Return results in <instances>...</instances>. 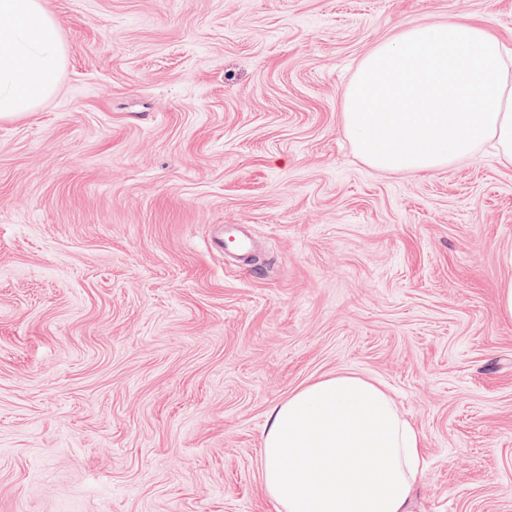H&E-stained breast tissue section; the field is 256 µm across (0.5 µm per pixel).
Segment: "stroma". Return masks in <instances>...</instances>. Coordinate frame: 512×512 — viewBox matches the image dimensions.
<instances>
[{"mask_svg": "<svg viewBox=\"0 0 512 512\" xmlns=\"http://www.w3.org/2000/svg\"><path fill=\"white\" fill-rule=\"evenodd\" d=\"M42 3L59 83L0 119V512H272L269 411L342 371L421 432L413 512H512V166L376 169L342 112L404 24L512 50V0ZM232 241L234 250L242 259H246L250 253L251 235L246 227L241 226H224V234L213 242L216 250H223L224 241Z\"/></svg>", "mask_w": 512, "mask_h": 512, "instance_id": "stroma-1", "label": "stroma"}]
</instances>
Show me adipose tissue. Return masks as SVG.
Listing matches in <instances>:
<instances>
[{
  "label": "adipose tissue",
  "instance_id": "obj_1",
  "mask_svg": "<svg viewBox=\"0 0 512 512\" xmlns=\"http://www.w3.org/2000/svg\"><path fill=\"white\" fill-rule=\"evenodd\" d=\"M63 60L57 22L41 0H0V118L51 94ZM343 117L377 169L431 171L487 139L512 165V69L487 28L453 17L405 25L368 54ZM422 446L386 388L343 372L271 409L260 477L275 512H412Z\"/></svg>",
  "mask_w": 512,
  "mask_h": 512
}]
</instances>
